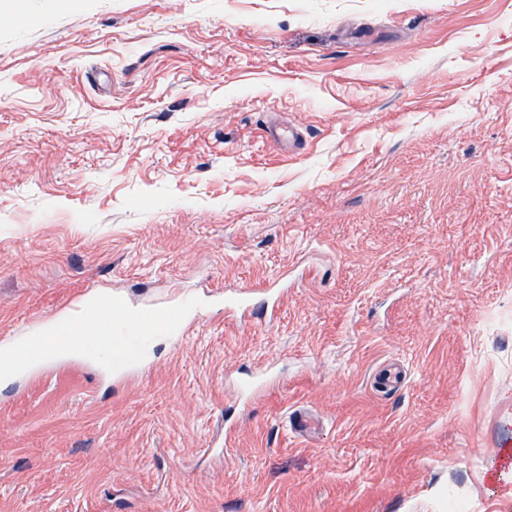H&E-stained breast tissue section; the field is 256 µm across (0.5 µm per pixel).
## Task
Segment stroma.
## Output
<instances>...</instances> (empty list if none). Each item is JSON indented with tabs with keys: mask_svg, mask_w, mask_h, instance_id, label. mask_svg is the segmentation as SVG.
<instances>
[{
	"mask_svg": "<svg viewBox=\"0 0 512 512\" xmlns=\"http://www.w3.org/2000/svg\"><path fill=\"white\" fill-rule=\"evenodd\" d=\"M186 293L0 381V512H512V0H0V342ZM270 142L281 148L282 145H297L301 142V135L297 127L292 125L272 124L268 127ZM243 289L237 290L232 293H224L222 297V304L226 312H235L237 310L246 308L253 314L260 318L268 317L270 300L267 295L272 288L266 289ZM118 310L112 320L102 322L95 334L90 353L99 352L117 367H125L145 352L156 340L168 336L186 335L193 317L198 315V301L183 298L179 303L164 308L140 306L127 308L113 300Z\"/></svg>",
	"mask_w": 512,
	"mask_h": 512,
	"instance_id": "stroma-1",
	"label": "stroma"
}]
</instances>
